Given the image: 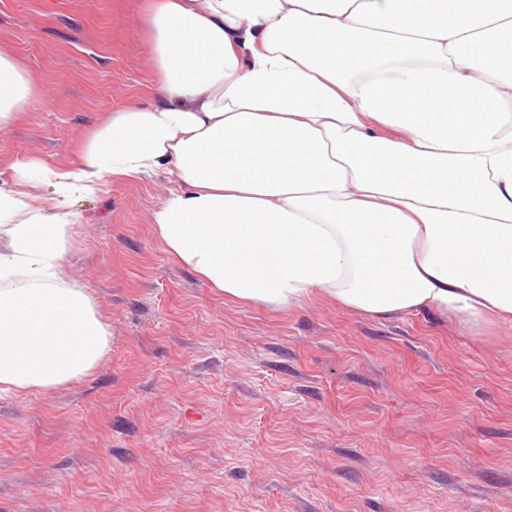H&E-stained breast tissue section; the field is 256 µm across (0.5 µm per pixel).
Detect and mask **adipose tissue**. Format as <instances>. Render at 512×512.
<instances>
[{
    "instance_id": "1",
    "label": "adipose tissue",
    "mask_w": 512,
    "mask_h": 512,
    "mask_svg": "<svg viewBox=\"0 0 512 512\" xmlns=\"http://www.w3.org/2000/svg\"><path fill=\"white\" fill-rule=\"evenodd\" d=\"M143 19L152 97L76 165L0 187V392L108 356L98 304L58 278L70 201L160 173L167 254L229 298L512 327V0H145ZM42 104L1 53L0 129Z\"/></svg>"
}]
</instances>
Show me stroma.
<instances>
[{
    "label": "stroma",
    "mask_w": 512,
    "mask_h": 512,
    "mask_svg": "<svg viewBox=\"0 0 512 512\" xmlns=\"http://www.w3.org/2000/svg\"><path fill=\"white\" fill-rule=\"evenodd\" d=\"M142 6L0 0V52L46 98L0 130V186L149 99ZM171 186L73 199L61 276L112 347L67 388L0 395V512H512V332L228 300L169 261L151 215Z\"/></svg>",
    "instance_id": "35a3bbf8"
}]
</instances>
